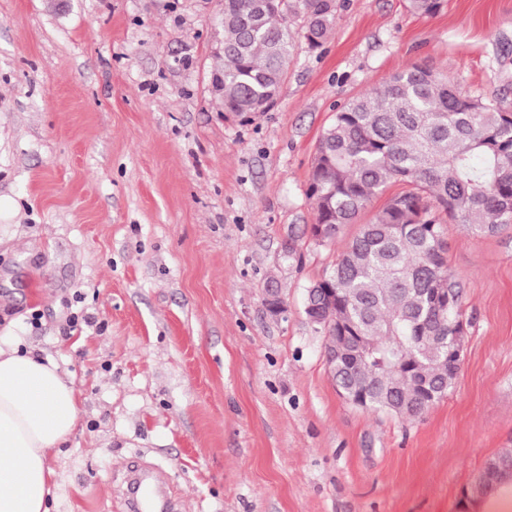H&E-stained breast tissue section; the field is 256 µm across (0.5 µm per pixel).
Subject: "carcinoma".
I'll list each match as a JSON object with an SVG mask.
<instances>
[{
    "label": "carcinoma",
    "instance_id": "carcinoma-1",
    "mask_svg": "<svg viewBox=\"0 0 512 512\" xmlns=\"http://www.w3.org/2000/svg\"><path fill=\"white\" fill-rule=\"evenodd\" d=\"M336 0H224L214 27L224 53L213 56L224 80V111L271 110L301 37L323 46L336 23ZM394 182L411 189L387 198L346 242L324 286L336 305L316 316L337 351L336 382L366 409L421 416L456 374L443 372L448 339L464 328L462 289L448 267L444 224L477 233L512 224V110L461 95L448 80L411 64L379 90L344 102L320 136L306 194L313 234L331 245ZM453 294L448 307L436 291ZM348 336L366 340L349 362Z\"/></svg>",
    "mask_w": 512,
    "mask_h": 512
}]
</instances>
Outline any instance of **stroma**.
Returning <instances> with one entry per match:
<instances>
[{"label":"stroma","mask_w":512,"mask_h":512,"mask_svg":"<svg viewBox=\"0 0 512 512\" xmlns=\"http://www.w3.org/2000/svg\"><path fill=\"white\" fill-rule=\"evenodd\" d=\"M220 11L0 0V342L53 360L80 401L50 512H127L133 464L163 468L181 512H459L512 449V225L445 224L462 365L405 419L340 396L304 316L341 251L310 239L306 190L337 105L408 64L512 109V0H338L248 119L211 93Z\"/></svg>","instance_id":"1"}]
</instances>
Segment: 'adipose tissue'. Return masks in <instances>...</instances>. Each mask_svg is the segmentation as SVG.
I'll list each match as a JSON object with an SVG mask.
<instances>
[{"instance_id":"1","label":"adipose tissue","mask_w":512,"mask_h":512,"mask_svg":"<svg viewBox=\"0 0 512 512\" xmlns=\"http://www.w3.org/2000/svg\"><path fill=\"white\" fill-rule=\"evenodd\" d=\"M78 413L74 384L56 363L16 342L0 346V512H49L52 457Z\"/></svg>"}]
</instances>
